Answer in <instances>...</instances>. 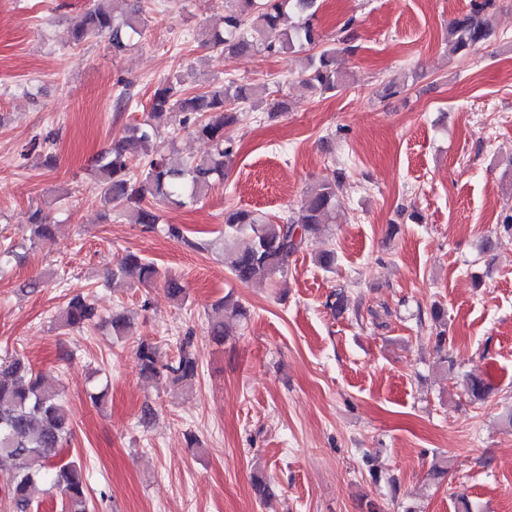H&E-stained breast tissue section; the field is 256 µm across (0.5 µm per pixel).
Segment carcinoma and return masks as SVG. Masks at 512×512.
I'll use <instances>...</instances> for the list:
<instances>
[{"instance_id":"carcinoma-1","label":"carcinoma","mask_w":512,"mask_h":512,"mask_svg":"<svg viewBox=\"0 0 512 512\" xmlns=\"http://www.w3.org/2000/svg\"><path fill=\"white\" fill-rule=\"evenodd\" d=\"M129 0H92L91 6L74 24L75 45L106 37L116 54L135 45L142 34L144 19L138 9L127 7ZM318 0H233L224 16L223 27L206 33L205 44L230 55H245L275 47H317L319 52L306 58L300 72L302 82L322 94L345 88L347 74L337 64L339 48L323 42L314 19ZM485 5L472 8L448 23L446 37L456 53L467 55L498 38L484 19ZM267 88L229 79L203 91L182 88L180 81L167 80L151 98L148 115L129 129V136L101 153L96 168V188L104 210L126 216L145 232L155 230L160 215L155 205L178 207L204 197L224 179V169L233 154L224 144V127L239 121L243 104L264 103ZM171 113L181 115L180 124L210 143L211 150L193 160L180 161L157 145L159 124ZM346 172H333L306 192L294 214L273 222L253 211L236 209L224 213V262L241 283L284 274L288 258L306 249L308 242L329 230L336 212L338 193ZM30 238L54 235L57 225L40 208L28 213ZM512 240V214L504 217L499 234L481 244V252L495 259L503 240ZM137 274L139 281L164 280L170 297L179 301L185 288L174 278L162 276L154 264L128 253L112 270V277ZM232 310L243 317L245 311L229 297L215 305L208 333L216 344L227 336L224 313ZM444 309L436 306L430 317L439 331L434 342L442 351L448 336L440 329ZM98 309L86 296L71 298L59 316L64 327L90 326L98 319ZM140 372L147 376L166 374L172 382L191 384L197 374V359L191 340L182 342L177 358H163L159 347L140 341L135 351ZM490 389L476 374L466 377V394L473 403L484 402ZM70 413L55 389L33 370L24 358L16 356L0 363V458L18 463L11 498L18 512H27L41 487L49 484L62 493V512H89L86 476L81 464L60 456L70 435Z\"/></svg>"}]
</instances>
